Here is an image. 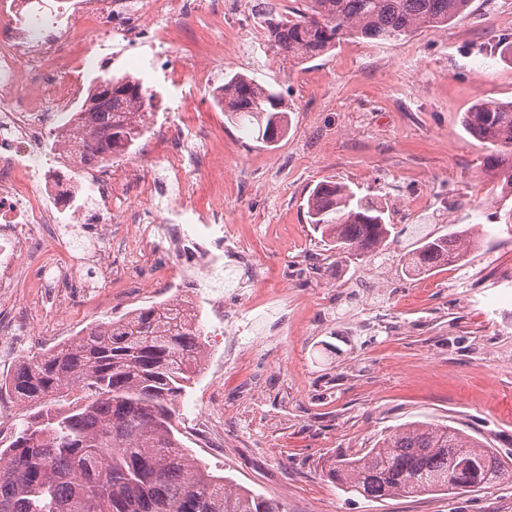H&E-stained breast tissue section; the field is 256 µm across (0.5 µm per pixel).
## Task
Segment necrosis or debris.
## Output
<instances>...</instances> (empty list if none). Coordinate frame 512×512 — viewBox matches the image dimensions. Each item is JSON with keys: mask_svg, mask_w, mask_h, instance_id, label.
I'll return each mask as SVG.
<instances>
[{"mask_svg": "<svg viewBox=\"0 0 512 512\" xmlns=\"http://www.w3.org/2000/svg\"><path fill=\"white\" fill-rule=\"evenodd\" d=\"M223 16V0L199 6L194 0H56L51 8L43 0H0V273L16 275L32 252L41 276L54 283L70 277L78 258L74 243L56 229L63 220L133 224L145 241L161 222L171 227L162 248L190 253L202 287L239 289L238 267L210 249L236 236L234 225L224 221L222 199L200 206L177 196L152 221L146 216L153 203L150 183L140 182L136 205L113 206L112 184L83 179L84 155L77 146L80 103L98 56L131 42L146 45L135 67L144 85L163 83L166 102L160 125L143 133L165 145V179L182 186L187 167L220 147L218 138L190 120L191 107L221 100L223 92L212 68L195 58L167 66L161 60L175 46L183 19L209 26ZM88 42L95 56H88ZM24 80L40 95L21 103L14 95Z\"/></svg>", "mask_w": 512, "mask_h": 512, "instance_id": "necrosis-or-debris-1", "label": "necrosis or debris"}]
</instances>
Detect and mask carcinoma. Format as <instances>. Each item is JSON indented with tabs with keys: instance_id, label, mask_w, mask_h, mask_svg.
I'll return each instance as SVG.
<instances>
[{
	"instance_id": "1",
	"label": "carcinoma",
	"mask_w": 512,
	"mask_h": 512,
	"mask_svg": "<svg viewBox=\"0 0 512 512\" xmlns=\"http://www.w3.org/2000/svg\"><path fill=\"white\" fill-rule=\"evenodd\" d=\"M471 0H300L283 17L257 3L264 48L297 65L319 58L345 36L408 37L468 14ZM112 97L90 89L85 156L123 155L144 127L154 94L128 76L106 77ZM224 115L247 118L257 139L288 130L280 93L242 73L224 77ZM467 132L487 148L484 167L512 195V102L483 101L464 113ZM307 222L329 249L358 262L395 237L383 206L342 182L323 181L306 201ZM409 269L433 271L465 260L462 235L434 236L417 224ZM202 331L186 300L132 310L19 361L0 379L17 402L39 407L0 448V512H284V506L213 474L178 437L176 399L200 367ZM64 389L81 392L67 410ZM332 482L374 501L480 491L512 479L495 448L445 423L412 422L371 448L326 461Z\"/></svg>"
}]
</instances>
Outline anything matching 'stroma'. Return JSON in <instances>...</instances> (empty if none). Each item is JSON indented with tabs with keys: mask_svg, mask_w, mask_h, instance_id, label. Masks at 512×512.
I'll return each instance as SVG.
<instances>
[{
	"mask_svg": "<svg viewBox=\"0 0 512 512\" xmlns=\"http://www.w3.org/2000/svg\"><path fill=\"white\" fill-rule=\"evenodd\" d=\"M256 0H224V27L238 41L192 20L178 52L210 62L216 78L255 77L280 91L290 124L269 146L215 107L191 119L224 141L217 164L188 168L186 198L224 194V221L237 242L225 259L260 271L225 299L228 321L196 301L204 359L177 399L181 440L210 471L281 502L285 512H512V483L456 495L372 501L342 491L322 470L327 457L369 448L409 422L447 423L512 458V224L500 220L501 188L483 171L486 149L461 120L475 103L512 101V0H472L468 16L388 41L346 36L302 65L244 49ZM351 185L386 208L397 227L444 234L478 227L465 261L433 273L403 266L401 239L384 257L347 263L305 220L319 182ZM419 197L423 209L403 202ZM111 284L87 265L61 306L28 273L0 295V377L22 357L67 341L92 324L174 299V257L154 255L133 225L112 227ZM146 292L125 300L134 280ZM288 312L264 349L226 354L224 338L270 303Z\"/></svg>",
	"mask_w": 512,
	"mask_h": 512,
	"instance_id": "1",
	"label": "stroma"
}]
</instances>
